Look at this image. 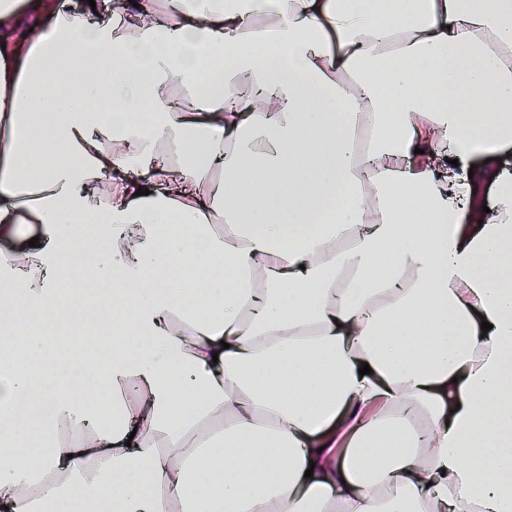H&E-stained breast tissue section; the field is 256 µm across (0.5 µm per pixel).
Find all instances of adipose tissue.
<instances>
[{
    "instance_id": "obj_1",
    "label": "adipose tissue",
    "mask_w": 512,
    "mask_h": 512,
    "mask_svg": "<svg viewBox=\"0 0 512 512\" xmlns=\"http://www.w3.org/2000/svg\"><path fill=\"white\" fill-rule=\"evenodd\" d=\"M511 148L512 0H0V506L512 512Z\"/></svg>"
}]
</instances>
